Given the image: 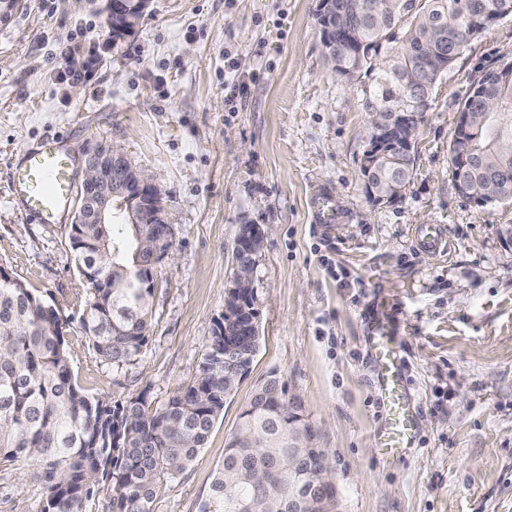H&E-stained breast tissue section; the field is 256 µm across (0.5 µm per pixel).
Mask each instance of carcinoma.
Wrapping results in <instances>:
<instances>
[{
  "label": "carcinoma",
  "mask_w": 512,
  "mask_h": 512,
  "mask_svg": "<svg viewBox=\"0 0 512 512\" xmlns=\"http://www.w3.org/2000/svg\"><path fill=\"white\" fill-rule=\"evenodd\" d=\"M330 22L352 43L331 63L353 83L362 71L367 111L400 112L406 91L427 112L438 80L464 48L485 33L478 13L512 9V0H327ZM479 79L483 95L462 105L485 115L469 136L473 164L452 162L457 190L490 201L512 198V77ZM362 169L371 182L414 175L415 148H373ZM70 243L90 295L80 328L103 361L123 366L141 351L151 329L154 271L139 266L132 225L73 224ZM71 319L21 281L0 276V464L29 461L45 482L43 512H82L99 482L107 512H153L164 481L181 473L205 447L224 410V375L250 366L260 348L253 289H226L224 315L211 331L194 380L159 407L143 396L111 406L88 396L69 363ZM264 405H246L226 443L201 512H305L295 470L299 433L312 430L286 384Z\"/></svg>",
  "instance_id": "carcinoma-1"
}]
</instances>
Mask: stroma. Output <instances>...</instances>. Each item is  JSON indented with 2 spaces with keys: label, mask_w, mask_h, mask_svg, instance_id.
<instances>
[{
  "label": "stroma",
  "mask_w": 512,
  "mask_h": 512,
  "mask_svg": "<svg viewBox=\"0 0 512 512\" xmlns=\"http://www.w3.org/2000/svg\"><path fill=\"white\" fill-rule=\"evenodd\" d=\"M319 0H151L113 38L102 0H17L0 14V268L71 317L77 384L117 404L159 406L193 381L225 288L234 239L265 242L252 288L261 345L205 448L160 487L154 512H200L254 388L276 376L329 451L337 512H512V201L462 197L450 144L463 98L512 62V15L473 40L433 91L405 195L374 201L361 173L369 117L328 64ZM71 57H64V48ZM235 68L225 73V59ZM241 81L230 99L225 82ZM63 138L75 156L121 149L163 187L172 244L155 268L153 329L132 362L103 361L78 319L89 295L70 224H42L10 196L25 151ZM335 193L342 222L311 220ZM445 242L423 247L421 225ZM390 307L418 445L383 460L384 423L366 317ZM35 466L0 464V512H42Z\"/></svg>",
  "instance_id": "35a3bbf8"
}]
</instances>
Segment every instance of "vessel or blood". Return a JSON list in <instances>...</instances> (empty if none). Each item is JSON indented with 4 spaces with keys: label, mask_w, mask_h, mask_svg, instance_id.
<instances>
[{
    "label": "vessel or blood",
    "mask_w": 512,
    "mask_h": 512,
    "mask_svg": "<svg viewBox=\"0 0 512 512\" xmlns=\"http://www.w3.org/2000/svg\"><path fill=\"white\" fill-rule=\"evenodd\" d=\"M77 158L62 139L43 140L28 150L11 178V197L23 212L43 224L60 223L76 194ZM315 223L337 224L340 209L334 196L316 193L310 201ZM368 347L380 372L376 387L385 423L373 445L386 460L402 457L417 444V429L410 394L400 369L398 330L386 307H379L367 322Z\"/></svg>",
    "instance_id": "1"
}]
</instances>
